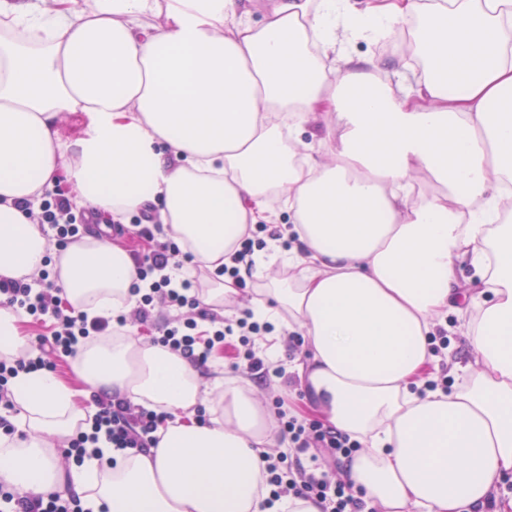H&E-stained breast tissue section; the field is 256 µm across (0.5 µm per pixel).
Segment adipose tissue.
<instances>
[{"mask_svg": "<svg viewBox=\"0 0 512 512\" xmlns=\"http://www.w3.org/2000/svg\"><path fill=\"white\" fill-rule=\"evenodd\" d=\"M412 18L426 70L402 99L366 62L337 64V33L374 40ZM511 38L512 0H273L258 23L243 0H0V278L37 284L49 243L17 203L60 176L113 220L153 208L212 270L282 197L299 244L253 260L293 274L250 308L306 337L302 383L364 445L346 479L380 512H483L512 476V223L499 219L512 209ZM330 115L331 154L303 149L305 124ZM72 116L83 128L65 142ZM421 169L439 190L414 203ZM54 270L89 316L136 303L122 247L83 236ZM470 310V358L453 363L451 390L428 389L437 325ZM75 364L90 390L169 412L159 443L105 449L64 476L54 448L87 415L55 374L23 372L0 482L73 488L87 512H321L268 501L271 419L253 391L130 336L88 341Z\"/></svg>", "mask_w": 512, "mask_h": 512, "instance_id": "adipose-tissue-1", "label": "adipose tissue"}]
</instances>
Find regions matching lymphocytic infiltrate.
Masks as SVG:
<instances>
[{
    "mask_svg": "<svg viewBox=\"0 0 512 512\" xmlns=\"http://www.w3.org/2000/svg\"><path fill=\"white\" fill-rule=\"evenodd\" d=\"M31 223L48 226L58 249H65L80 234L86 224L98 223L99 213L77 209L63 193L51 191L41 198L22 203ZM139 234L149 247L134 253L140 284L133 292L139 297L131 314L113 318H88L86 313L63 305L60 287L49 272H42L41 287L32 290L20 279L0 278V306L17 315L34 320L50 319L51 334L36 337V356L9 362L0 359V433L10 436L16 431L9 421L15 405L10 396V384L19 373L50 367L51 356L75 357L80 340L114 332L125 333L138 322H146L152 309L158 306L175 311L174 322L165 323L155 344L168 347L192 364H203L215 353L232 351V372L274 374L285 378L284 364L270 365L269 338L273 326L254 320L251 312L236 319H221L212 315L200 295L192 291L191 281H174L172 270L178 269L179 258H191L190 249L179 248L164 238L162 224L152 213L138 216ZM95 410L88 418L89 429L71 438L62 451L66 459L83 464L90 447L106 441L119 450L144 451L158 443L156 432L168 415L136 405L120 394H93ZM280 422L279 436L287 441L289 451L265 461L263 480L271 499L284 496L316 499L322 512H367L363 490L337 479L335 473L324 470L325 460L352 459L361 444L335 427L310 421L291 411L285 400L276 403ZM309 465H302L301 457ZM0 512H85L80 497L74 492L45 491L21 494L0 483Z\"/></svg>",
    "mask_w": 512,
    "mask_h": 512,
    "instance_id": "obj_1",
    "label": "lymphocytic infiltrate"
}]
</instances>
